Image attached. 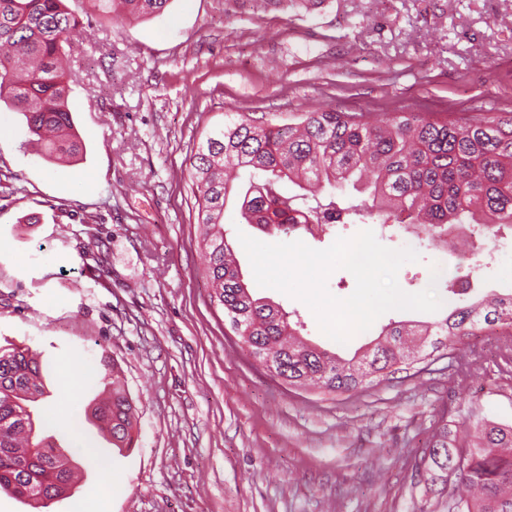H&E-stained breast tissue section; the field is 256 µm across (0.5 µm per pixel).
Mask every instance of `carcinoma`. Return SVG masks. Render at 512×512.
<instances>
[{"label": "carcinoma", "mask_w": 512, "mask_h": 512, "mask_svg": "<svg viewBox=\"0 0 512 512\" xmlns=\"http://www.w3.org/2000/svg\"><path fill=\"white\" fill-rule=\"evenodd\" d=\"M99 14L153 17L170 0H90ZM78 16L66 0H0V101L25 118L28 135L48 159H74L83 143L69 109L63 61L74 54ZM263 180L239 182V171ZM210 303L224 311L241 349L288 388L355 394L402 371L447 354L477 330L505 337L512 363V293L492 292L433 322H393L362 355L343 359L296 336L288 312L257 298L244 280L224 230V210L238 201L247 224L288 235L306 224L348 220L408 224L429 240L448 237L452 224L477 232L512 230V116L477 112H388L377 122L361 112L315 109L286 122L226 112L190 158ZM288 181L300 190L279 191ZM348 193L365 196L358 204ZM312 199L299 207L295 200ZM38 354L0 347V491L43 508L67 491L71 469L53 435L36 427L33 405L45 394ZM137 406L122 387L91 417L110 421L112 446L134 444ZM428 490L439 487L456 512H512V427L483 422L460 440L440 418L415 463ZM454 483H448V480Z\"/></svg>", "instance_id": "obj_1"}]
</instances>
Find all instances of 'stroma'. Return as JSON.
<instances>
[{"label": "stroma", "instance_id": "35a3bbf8", "mask_svg": "<svg viewBox=\"0 0 512 512\" xmlns=\"http://www.w3.org/2000/svg\"><path fill=\"white\" fill-rule=\"evenodd\" d=\"M69 107L80 161L45 160L23 117L0 103V346L41 359L38 420L88 471L42 512H420L437 494L412 456L447 415L460 430L512 425V373L498 338L457 375L451 356L358 394L289 389L239 347L209 301L188 175L196 142L227 112L282 120L315 105L512 113V0H170L162 15L110 20L89 0ZM386 247L415 250L399 287L435 286L439 312L394 310L347 343L311 309L303 336L349 358L393 321L431 322L488 292H512V245L476 266L467 294L457 249L387 225ZM114 359L138 406L135 446L105 452L87 417ZM96 456L83 453L84 444Z\"/></svg>", "mask_w": 512, "mask_h": 512}]
</instances>
